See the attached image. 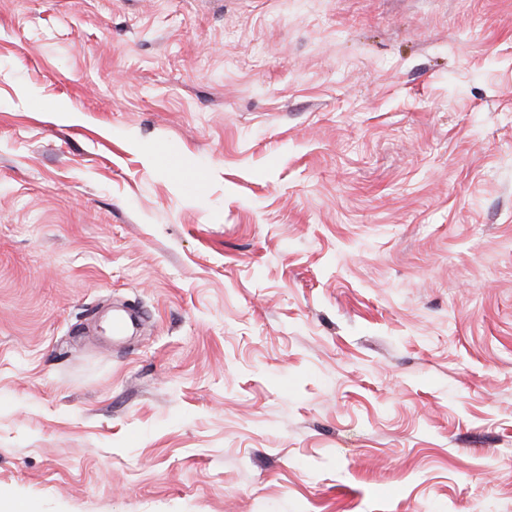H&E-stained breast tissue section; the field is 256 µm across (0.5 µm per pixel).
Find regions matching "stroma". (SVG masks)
I'll return each mask as SVG.
<instances>
[{"mask_svg":"<svg viewBox=\"0 0 512 512\" xmlns=\"http://www.w3.org/2000/svg\"><path fill=\"white\" fill-rule=\"evenodd\" d=\"M0 499L512 512V0H0Z\"/></svg>","mask_w":512,"mask_h":512,"instance_id":"35a3bbf8","label":"stroma"}]
</instances>
